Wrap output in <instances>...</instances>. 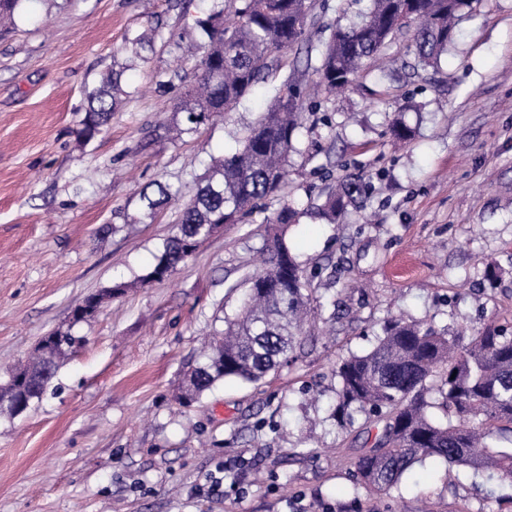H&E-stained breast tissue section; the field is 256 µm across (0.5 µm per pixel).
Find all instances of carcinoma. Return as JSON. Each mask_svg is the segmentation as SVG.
Listing matches in <instances>:
<instances>
[{
    "label": "carcinoma",
    "mask_w": 512,
    "mask_h": 512,
    "mask_svg": "<svg viewBox=\"0 0 512 512\" xmlns=\"http://www.w3.org/2000/svg\"><path fill=\"white\" fill-rule=\"evenodd\" d=\"M316 0H238L234 18L214 8L193 19L197 63L193 80L174 111L196 127L212 113L232 111L270 77L282 76L271 103L240 141L239 148L198 178L196 191L178 209V231L156 256L146 279L176 268L192 247L218 224H237L266 197L288 184L295 137L309 100L294 73L282 74L286 53L305 45L306 68L316 85L336 92L386 50L402 33L411 34L412 69L438 65L456 35L471 0H371L360 21L332 28L318 45L305 44L320 24ZM121 74L114 72L86 91L87 108L78 135L91 140L106 130L119 104ZM364 192L355 177L343 179L321 205L335 223L345 204ZM153 214L172 200L165 185L141 195ZM237 313L224 319V335L209 340L201 361L185 377L179 400L187 404L216 383L261 382L302 339L310 283L279 234H274L266 267L248 279ZM123 293L114 286L84 306L92 317L105 299ZM83 346L82 337L55 331L40 340L30 360L0 383V413L24 414L21 406L42 397L60 364ZM335 413L364 412L380 427L373 445L355 461L357 484L377 495L399 489L402 478L428 459L471 468L477 475L512 479V334L490 324L470 336L448 334L427 323L389 319L367 352L341 360ZM439 407L444 420L429 409Z\"/></svg>",
    "instance_id": "carcinoma-1"
}]
</instances>
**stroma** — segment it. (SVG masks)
Returning <instances> with one entry per match:
<instances>
[{
  "label": "stroma",
  "instance_id": "1",
  "mask_svg": "<svg viewBox=\"0 0 512 512\" xmlns=\"http://www.w3.org/2000/svg\"><path fill=\"white\" fill-rule=\"evenodd\" d=\"M213 4L24 0L0 34V381L42 336L86 340L26 413L0 416V512H512V487L439 460L381 498L356 487L350 459L377 427L332 416L337 362L369 350L385 319L452 333L512 323V0H475L437 67L412 72L404 35L343 91L316 95L285 192L150 282L176 208L148 214L141 193L160 183L189 198L271 100L260 85L175 136L196 60L172 35ZM142 33L153 44L134 48ZM113 70L122 101L81 140L85 91ZM397 119L412 131L399 148ZM347 175L367 194L328 223L320 206ZM286 206L300 218L285 239L312 281L301 343L263 381L179 404ZM118 284L125 294L72 321L88 293ZM217 474L223 490L209 492Z\"/></svg>",
  "mask_w": 512,
  "mask_h": 512
}]
</instances>
